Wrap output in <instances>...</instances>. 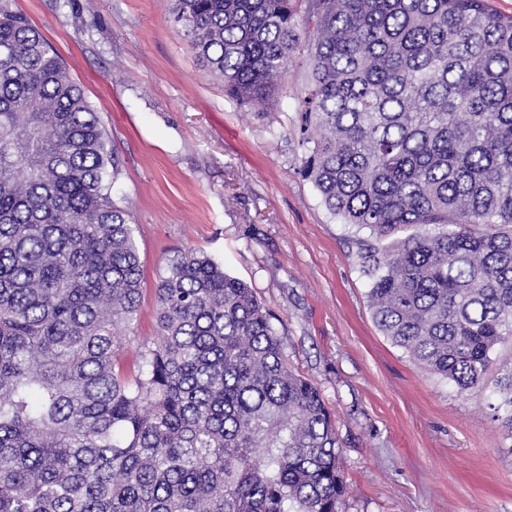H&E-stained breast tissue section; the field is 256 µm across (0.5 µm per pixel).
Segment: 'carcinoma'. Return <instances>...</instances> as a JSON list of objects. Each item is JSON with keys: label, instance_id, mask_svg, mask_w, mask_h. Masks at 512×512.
Here are the masks:
<instances>
[{"label": "carcinoma", "instance_id": "obj_1", "mask_svg": "<svg viewBox=\"0 0 512 512\" xmlns=\"http://www.w3.org/2000/svg\"><path fill=\"white\" fill-rule=\"evenodd\" d=\"M172 2L242 104L305 46L301 172L374 236L359 258L375 324L477 388L512 344V16L487 0ZM118 173L84 91L0 0V512H344L334 415L222 265L169 259L157 342L121 363L143 271ZM498 392L512 433V370Z\"/></svg>", "mask_w": 512, "mask_h": 512}]
</instances>
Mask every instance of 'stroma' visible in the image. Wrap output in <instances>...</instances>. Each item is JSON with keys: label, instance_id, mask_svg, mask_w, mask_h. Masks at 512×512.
Listing matches in <instances>:
<instances>
[{"label": "stroma", "instance_id": "obj_1", "mask_svg": "<svg viewBox=\"0 0 512 512\" xmlns=\"http://www.w3.org/2000/svg\"><path fill=\"white\" fill-rule=\"evenodd\" d=\"M13 6L60 55L119 159L112 198L144 270L123 361L154 339L168 259L207 255L275 314L291 361L335 411L345 512H512V434L488 408L512 347L461 394L379 331L359 261L370 232L333 216L299 171L305 51L276 94L248 106L202 67L169 0Z\"/></svg>", "mask_w": 512, "mask_h": 512}]
</instances>
